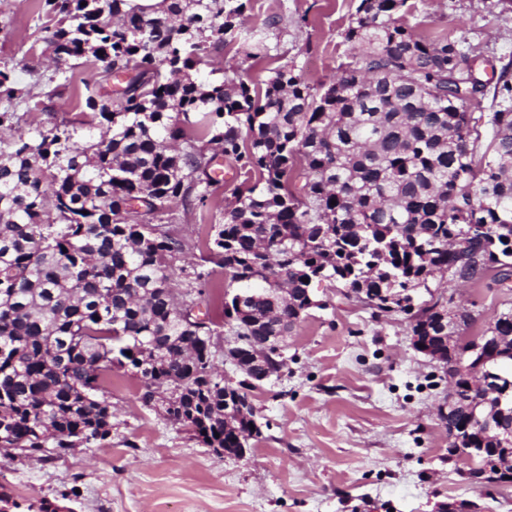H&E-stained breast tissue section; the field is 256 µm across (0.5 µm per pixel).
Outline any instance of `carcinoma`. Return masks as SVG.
<instances>
[{
	"label": "carcinoma",
	"instance_id": "1",
	"mask_svg": "<svg viewBox=\"0 0 512 512\" xmlns=\"http://www.w3.org/2000/svg\"><path fill=\"white\" fill-rule=\"evenodd\" d=\"M42 2L54 75L96 67L85 106L99 121L6 137L15 112L0 109V448L49 459L106 439L112 406L99 393L116 369L176 388L170 418L204 445L224 433V376L205 358L220 332L193 312L210 272L180 264L182 242L161 224L171 204L208 200L220 159L256 178L206 240L246 295L224 293L238 340L263 342L274 321L288 335L326 306L311 282L328 280L378 317L407 315L446 357L426 329L444 303L413 292L436 272L470 282L496 266L509 279L512 83L495 84L493 111L471 112L485 84L468 54L415 34L407 0H359L344 31L358 61L329 81L284 65L263 89L205 71L233 45L269 56L265 34L244 27L251 0ZM22 95L0 70V102ZM507 377V417L490 435L463 409L446 419L463 447L512 455V441L492 440L512 430ZM23 507L0 491V512ZM24 508L59 512L45 499Z\"/></svg>",
	"mask_w": 512,
	"mask_h": 512
}]
</instances>
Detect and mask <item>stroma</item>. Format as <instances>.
I'll return each mask as SVG.
<instances>
[{
  "label": "stroma",
  "mask_w": 512,
  "mask_h": 512,
  "mask_svg": "<svg viewBox=\"0 0 512 512\" xmlns=\"http://www.w3.org/2000/svg\"><path fill=\"white\" fill-rule=\"evenodd\" d=\"M408 21L421 35L457 41L487 87L512 81V0H408ZM358 0H251L246 23L269 22L270 56L253 64L231 49L217 70H248L264 87L273 69L292 63L311 83L354 52L344 39ZM34 0H0V69L27 93L17 104L18 129L52 127L81 113L79 96L93 71L76 67L70 85L50 77L49 50ZM220 184L205 208L173 205L171 232L185 243L186 261L202 263L209 224L239 184ZM324 309H311L283 339L286 364L250 393L260 429L240 457L217 455L193 432L141 401L143 384L113 372L104 398L112 434L67 455L33 460L0 448V487L22 503L40 499L70 512H441L468 499L479 512H512V481L475 485L448 458V431L438 409L448 379L437 362L415 350L406 315L374 317L346 298L339 283H314ZM437 294L471 310L464 339L483 335L512 312V281L495 273L461 283L434 274L419 299Z\"/></svg>",
  "instance_id": "stroma-1"
}]
</instances>
